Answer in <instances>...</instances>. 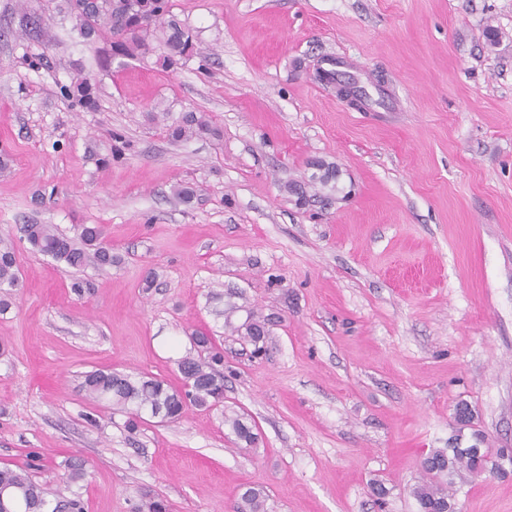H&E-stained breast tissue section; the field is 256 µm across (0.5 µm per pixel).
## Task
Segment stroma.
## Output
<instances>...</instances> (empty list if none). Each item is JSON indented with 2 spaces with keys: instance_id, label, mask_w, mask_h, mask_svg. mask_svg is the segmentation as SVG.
I'll use <instances>...</instances> for the list:
<instances>
[{
  "instance_id": "35a3bbf8",
  "label": "stroma",
  "mask_w": 512,
  "mask_h": 512,
  "mask_svg": "<svg viewBox=\"0 0 512 512\" xmlns=\"http://www.w3.org/2000/svg\"><path fill=\"white\" fill-rule=\"evenodd\" d=\"M169 4L198 47L173 72L102 69L105 39L79 35L67 0H0V241L19 269L0 313V467L34 450L55 484L83 458L87 512L144 493L233 512L246 484L269 512H419L423 458L476 443L498 467L449 473L456 512H512V0ZM346 56L367 107L319 76ZM88 75L93 112L59 92ZM191 111L220 137L168 138ZM319 161L336 188L299 205L288 185ZM23 224L103 225L119 261L68 268ZM251 314L275 320L260 358L236 333ZM198 331L224 348L223 405L131 431L86 399L98 368L180 389Z\"/></svg>"
}]
</instances>
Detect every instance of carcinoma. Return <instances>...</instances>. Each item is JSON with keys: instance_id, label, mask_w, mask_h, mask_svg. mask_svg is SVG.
<instances>
[{"instance_id": "1", "label": "carcinoma", "mask_w": 512, "mask_h": 512, "mask_svg": "<svg viewBox=\"0 0 512 512\" xmlns=\"http://www.w3.org/2000/svg\"><path fill=\"white\" fill-rule=\"evenodd\" d=\"M78 26L86 37L107 35L110 50L102 56L101 65L108 69L115 58L135 59L156 54L155 65L163 71H175L197 53L192 30L169 14L168 0H69ZM62 96L82 109L97 108L95 84L88 77L77 78L60 87ZM169 136L180 141L197 134H217L206 120L187 112L169 126ZM31 249L52 257L70 268H81L89 262L110 267L116 262L112 246L105 242L103 227L84 225L79 236L69 238L51 224H23L20 227ZM18 283L17 263L12 248H0V288H14ZM269 319L249 317L236 328L240 338L262 351L270 335ZM194 352L177 361L185 390L177 391L153 376L131 375L112 370H95L84 375L82 388L95 403L104 404L128 415L127 426L133 430L145 413L174 421L186 404L210 408L224 400V351L213 337L197 333L191 337ZM236 438L252 447L258 441L255 426L238 415L229 419ZM458 463L475 472L478 466L471 448H454L452 452L437 450L421 463L422 478L413 488L419 512H450L454 505L448 500V471ZM40 468L39 456L31 451L26 462L13 467H0V512H86L81 494L71 485L83 480L85 461L72 457L66 461L64 487L39 483L32 472ZM268 495L264 488L249 484L238 495L235 512H268ZM134 512H169L167 501L145 494Z\"/></svg>"}]
</instances>
